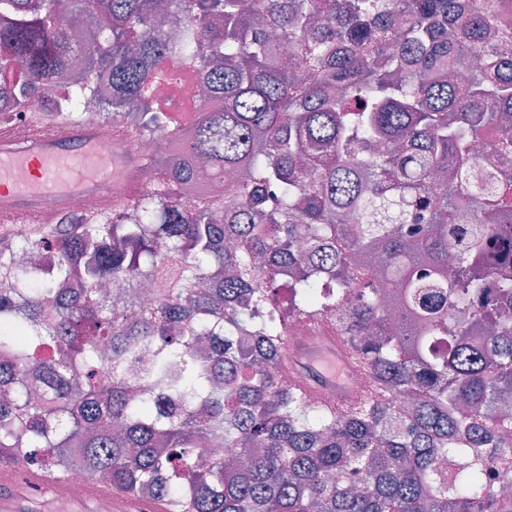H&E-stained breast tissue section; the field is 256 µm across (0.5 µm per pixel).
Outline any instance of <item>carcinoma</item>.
Masks as SVG:
<instances>
[{"label":"carcinoma","mask_w":512,"mask_h":512,"mask_svg":"<svg viewBox=\"0 0 512 512\" xmlns=\"http://www.w3.org/2000/svg\"><path fill=\"white\" fill-rule=\"evenodd\" d=\"M511 40L504 0H0V61L22 73L1 119L63 83L58 115L99 103L149 134L169 61L222 102L188 153L241 173L202 199L159 153L152 192L0 240V465L24 452L173 512H512L487 468L512 459ZM480 141L500 165H475ZM352 289L347 345L382 398L341 413L281 360L288 321Z\"/></svg>","instance_id":"cac0c4a2"}]
</instances>
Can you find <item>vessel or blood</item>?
I'll list each match as a JSON object with an SVG mask.
<instances>
[{"label": "vessel or blood", "instance_id": "1", "mask_svg": "<svg viewBox=\"0 0 512 512\" xmlns=\"http://www.w3.org/2000/svg\"><path fill=\"white\" fill-rule=\"evenodd\" d=\"M19 168L28 170L26 182L14 179L13 173ZM146 168V161L129 149L104 150L101 134L78 123L37 138L17 139L0 130V224L19 222L47 195L109 199L119 177L138 178ZM349 363V353L335 337L317 336L288 342L282 372L290 385L330 406L352 398L339 372ZM45 493L59 507L71 502L64 477L38 469L19 471L0 466V512H22L29 499ZM101 498L111 499L113 512H171L168 502L143 501L120 487L88 482L85 502Z\"/></svg>", "mask_w": 512, "mask_h": 512}]
</instances>
